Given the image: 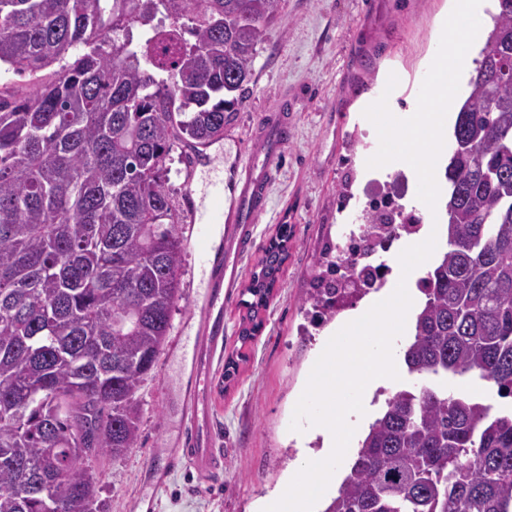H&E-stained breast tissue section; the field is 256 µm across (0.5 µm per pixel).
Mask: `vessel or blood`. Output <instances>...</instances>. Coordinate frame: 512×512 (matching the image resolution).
I'll return each mask as SVG.
<instances>
[{
  "instance_id": "obj_1",
  "label": "vessel or blood",
  "mask_w": 512,
  "mask_h": 512,
  "mask_svg": "<svg viewBox=\"0 0 512 512\" xmlns=\"http://www.w3.org/2000/svg\"><path fill=\"white\" fill-rule=\"evenodd\" d=\"M290 123L284 111L261 115L232 194H225L223 178L214 174L202 182L198 200L190 204L196 226L195 261L204 275L205 299L198 330L181 341L194 360L195 381L183 395L188 427L181 447L169 453V466L189 470L201 480L210 479L224 462L213 446L207 389L224 343V306L239 285L241 259L253 239L254 224L266 210L273 175L288 146ZM218 234L224 238L220 250L213 244Z\"/></svg>"
}]
</instances>
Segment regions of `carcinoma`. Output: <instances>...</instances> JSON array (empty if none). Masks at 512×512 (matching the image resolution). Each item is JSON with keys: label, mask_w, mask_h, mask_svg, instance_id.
Wrapping results in <instances>:
<instances>
[{"label": "carcinoma", "mask_w": 512, "mask_h": 512, "mask_svg": "<svg viewBox=\"0 0 512 512\" xmlns=\"http://www.w3.org/2000/svg\"><path fill=\"white\" fill-rule=\"evenodd\" d=\"M279 3L0 0V65L34 85L0 89V512H97L84 458L136 447L137 392L180 297L173 139L224 137ZM498 4L448 148L445 248L404 348L417 383L368 424L322 512H512V408L448 392L473 377L512 399V0ZM402 213L358 220L392 233ZM287 259L284 227L246 288L241 339ZM376 284L338 288L330 262L303 302L328 319Z\"/></svg>", "instance_id": "carcinoma-1"}]
</instances>
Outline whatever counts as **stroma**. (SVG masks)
Here are the masks:
<instances>
[{
	"label": "stroma",
	"instance_id": "stroma-1",
	"mask_svg": "<svg viewBox=\"0 0 512 512\" xmlns=\"http://www.w3.org/2000/svg\"><path fill=\"white\" fill-rule=\"evenodd\" d=\"M450 5L451 0H280L277 18L257 47L244 103L235 108L223 139L207 149L219 159L225 191H233L259 115L284 105L292 111L293 136L255 225L256 246L243 265L244 274H251L284 224L285 271L254 340L239 338L241 292L224 308L223 355L239 362L232 382L219 372L211 385L224 468L207 483L185 471L163 470L168 450L180 445L183 394L194 378L180 340L196 329L204 294L189 249L167 344L137 393L138 445L123 456L84 463L103 512H255L286 483L303 439L290 423L324 331L302 305L308 277L324 244L338 242L367 199L393 179L361 164L379 146L363 111L392 74L399 83L390 109L415 100L410 86L429 69ZM171 156L168 189L191 241L188 197L202 167L183 143H175Z\"/></svg>",
	"mask_w": 512,
	"mask_h": 512
}]
</instances>
